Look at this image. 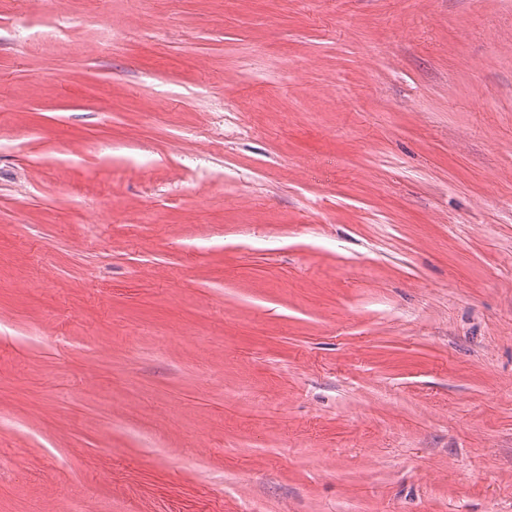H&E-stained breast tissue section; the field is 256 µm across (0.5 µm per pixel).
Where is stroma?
<instances>
[{
	"instance_id": "35a3bbf8",
	"label": "stroma",
	"mask_w": 512,
	"mask_h": 512,
	"mask_svg": "<svg viewBox=\"0 0 512 512\" xmlns=\"http://www.w3.org/2000/svg\"><path fill=\"white\" fill-rule=\"evenodd\" d=\"M0 512H512V0H0Z\"/></svg>"
}]
</instances>
